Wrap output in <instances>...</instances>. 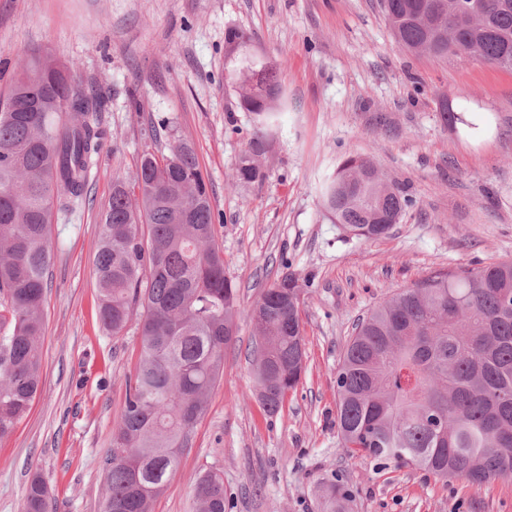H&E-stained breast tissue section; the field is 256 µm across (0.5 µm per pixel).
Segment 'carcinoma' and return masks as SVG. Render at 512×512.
<instances>
[{
  "label": "carcinoma",
  "instance_id": "cac0c4a2",
  "mask_svg": "<svg viewBox=\"0 0 512 512\" xmlns=\"http://www.w3.org/2000/svg\"><path fill=\"white\" fill-rule=\"evenodd\" d=\"M390 25L420 0H382ZM480 19L436 57L468 55L512 71V0H474ZM410 49L429 39L416 22L400 26ZM0 98V437L27 413L41 383L44 293L53 259V212L85 202L102 131L94 98L70 68L38 53ZM241 106L261 120L235 168L239 183L261 182L266 126L279 108L277 69L244 58ZM139 198L112 181L94 266L100 320L114 335L140 314L141 359L107 459L105 512H151L174 476L208 394L224 370L236 330L238 294L224 275L215 217L193 145L146 154L134 177ZM409 198L374 163L349 155L322 190L325 210L347 231L376 239L378 210L398 213ZM302 287L284 272L252 309L259 398L276 413L304 371ZM337 420L352 457L367 456L476 485L512 480V260L457 275L435 274L384 301L355 327L337 375ZM321 512H353L351 494L331 481ZM42 476L30 479L22 512H47ZM194 512H224V476L204 471Z\"/></svg>",
  "mask_w": 512,
  "mask_h": 512
}]
</instances>
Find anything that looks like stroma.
I'll list each match as a JSON object with an SVG mask.
<instances>
[{"instance_id":"35a3bbf8","label":"stroma","mask_w":512,"mask_h":512,"mask_svg":"<svg viewBox=\"0 0 512 512\" xmlns=\"http://www.w3.org/2000/svg\"><path fill=\"white\" fill-rule=\"evenodd\" d=\"M230 28L248 36L232 53ZM26 49L70 67L78 89L100 99L104 138L85 204L51 221L42 383L0 437V512H21L36 472L52 512H103L141 343L136 322L114 336L99 320L101 215L114 176L133 181L143 154L167 153L173 137L196 149L239 313L207 412L153 512H192L210 468L224 473V512H319V490L335 478L354 512H512V481H443L350 457L336 410L359 318L433 273L512 260V72L401 47L381 0H0V71L16 72ZM245 56L274 63L282 91L267 177L251 184L233 179L257 124L240 102ZM162 119L170 135L155 134ZM351 154L413 200L381 238L355 237L322 206L323 184ZM285 271L304 289L305 370L271 414L253 375L251 310Z\"/></svg>"}]
</instances>
